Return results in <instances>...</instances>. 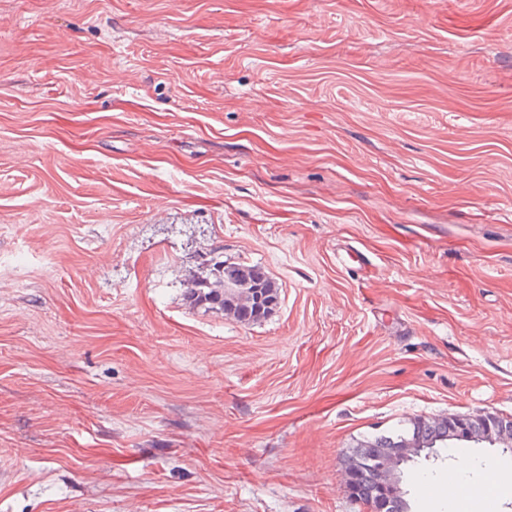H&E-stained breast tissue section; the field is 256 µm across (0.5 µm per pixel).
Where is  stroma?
Returning <instances> with one entry per match:
<instances>
[{
    "label": "stroma",
    "instance_id": "obj_1",
    "mask_svg": "<svg viewBox=\"0 0 512 512\" xmlns=\"http://www.w3.org/2000/svg\"><path fill=\"white\" fill-rule=\"evenodd\" d=\"M216 251L264 321L188 307ZM487 412L512 0H0V512H368L358 442ZM402 471L512 512L498 447Z\"/></svg>",
    "mask_w": 512,
    "mask_h": 512
}]
</instances>
